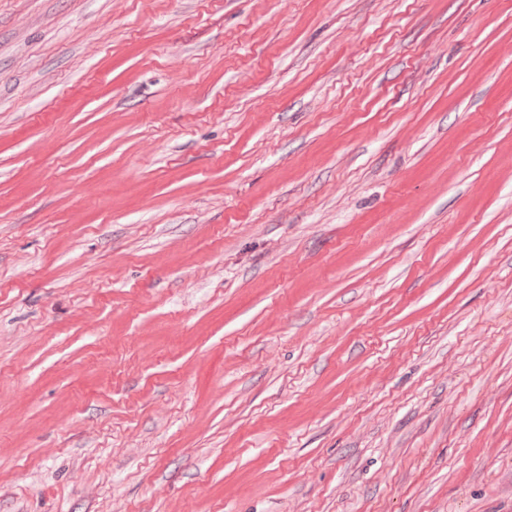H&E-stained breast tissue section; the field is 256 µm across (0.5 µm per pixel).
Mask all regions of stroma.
<instances>
[{"label": "stroma", "mask_w": 512, "mask_h": 512, "mask_svg": "<svg viewBox=\"0 0 512 512\" xmlns=\"http://www.w3.org/2000/svg\"><path fill=\"white\" fill-rule=\"evenodd\" d=\"M0 512H512V0H0Z\"/></svg>", "instance_id": "1"}]
</instances>
